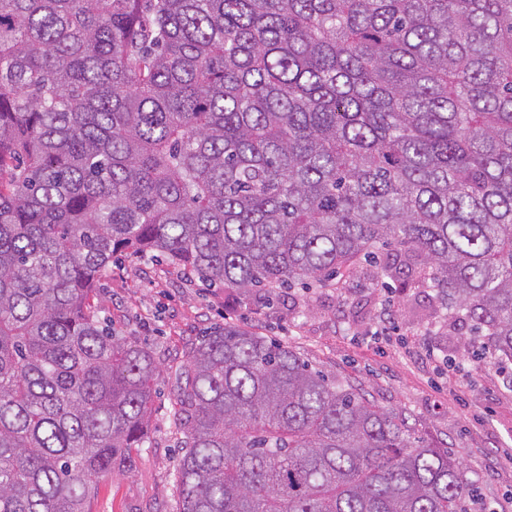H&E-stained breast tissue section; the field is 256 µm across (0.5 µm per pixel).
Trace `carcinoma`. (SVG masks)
Here are the masks:
<instances>
[{"label":"carcinoma","mask_w":512,"mask_h":512,"mask_svg":"<svg viewBox=\"0 0 512 512\" xmlns=\"http://www.w3.org/2000/svg\"><path fill=\"white\" fill-rule=\"evenodd\" d=\"M512 376V0H0V512H89L159 367L94 284L248 293L362 258ZM180 512H467L403 412L226 322L180 373Z\"/></svg>","instance_id":"cac0c4a2"}]
</instances>
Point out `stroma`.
<instances>
[{
	"instance_id": "1",
	"label": "stroma",
	"mask_w": 512,
	"mask_h": 512,
	"mask_svg": "<svg viewBox=\"0 0 512 512\" xmlns=\"http://www.w3.org/2000/svg\"><path fill=\"white\" fill-rule=\"evenodd\" d=\"M93 303L116 332L151 350L161 373L133 470L101 477L91 512H179L186 436L176 376L203 331L226 320L350 378L378 406L411 414L418 436L447 447L475 479L479 512H512V387L492 361L463 354L467 324L429 318L427 290L385 292L363 261L338 290L242 294L142 253L110 266Z\"/></svg>"
}]
</instances>
